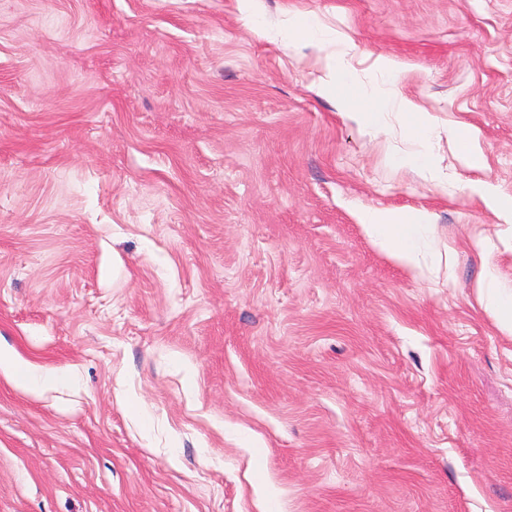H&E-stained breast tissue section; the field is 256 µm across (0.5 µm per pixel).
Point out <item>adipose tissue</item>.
<instances>
[{"label":"adipose tissue","instance_id":"ef3b65f1","mask_svg":"<svg viewBox=\"0 0 512 512\" xmlns=\"http://www.w3.org/2000/svg\"><path fill=\"white\" fill-rule=\"evenodd\" d=\"M365 232L399 264L416 268L424 250L432 248V225L425 213L367 210L361 219ZM479 297L500 331L512 335V290L498 287L492 273L478 281ZM7 367L17 387L35 391L57 382L54 370L19 361L10 351L0 350V367Z\"/></svg>","mask_w":512,"mask_h":512}]
</instances>
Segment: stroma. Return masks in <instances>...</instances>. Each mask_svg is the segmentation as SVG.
<instances>
[{"instance_id":"1","label":"stroma","mask_w":512,"mask_h":512,"mask_svg":"<svg viewBox=\"0 0 512 512\" xmlns=\"http://www.w3.org/2000/svg\"><path fill=\"white\" fill-rule=\"evenodd\" d=\"M292 20L410 109L343 119ZM477 180L512 196V0H0V346L66 373L0 370V512H512V335L474 290L512 286V224ZM368 208L431 215L437 258ZM475 200L480 204L496 211L504 222L510 223L512 219V202H506L490 186L484 183H477L474 188ZM361 225L373 241L399 264L419 266L421 254L433 247L432 226L427 213L366 210ZM7 367L14 376L16 386L25 391H36L57 382L53 369L17 360L10 351L0 350V368Z\"/></svg>"}]
</instances>
